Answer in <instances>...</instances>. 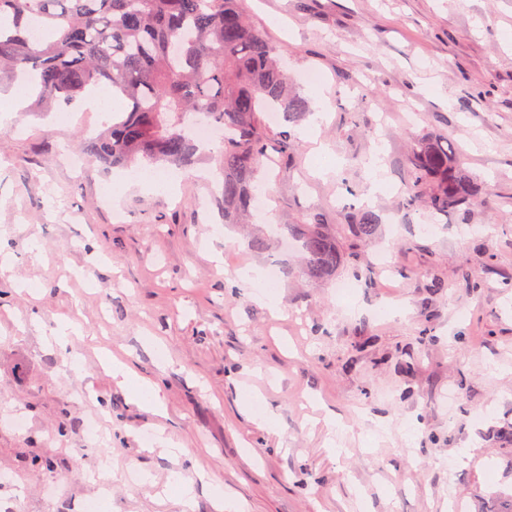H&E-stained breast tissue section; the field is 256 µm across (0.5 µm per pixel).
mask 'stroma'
Returning a JSON list of instances; mask_svg holds the SVG:
<instances>
[{"instance_id":"stroma-1","label":"stroma","mask_w":512,"mask_h":512,"mask_svg":"<svg viewBox=\"0 0 512 512\" xmlns=\"http://www.w3.org/2000/svg\"><path fill=\"white\" fill-rule=\"evenodd\" d=\"M242 7L285 49L313 111L295 129L296 164L267 181L275 215L225 223L211 164L166 195L90 156L73 171L67 157L106 113L15 110L0 88V504L71 512L102 496L106 512H216L220 496L239 512H448L456 498L498 512L493 487L512 486V440L499 435L512 424V0ZM311 72L322 82L306 84ZM423 136L454 143L487 183L468 220L404 208L407 150ZM321 144L334 165L319 176ZM374 157L387 186L370 200ZM363 205L382 223L362 277H302L278 220L320 211L348 250L344 215ZM254 236L264 252L249 250ZM271 265L275 314L233 281ZM351 279L349 307L336 285ZM66 316L82 327L74 370L52 339ZM111 355L161 381L164 415L109 375ZM256 392L274 428L245 413ZM332 434L342 455L326 446ZM178 476L195 483L192 505Z\"/></svg>"}]
</instances>
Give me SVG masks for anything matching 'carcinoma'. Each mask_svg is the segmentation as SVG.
Wrapping results in <instances>:
<instances>
[{"label":"carcinoma","instance_id":"cac0c4a2","mask_svg":"<svg viewBox=\"0 0 512 512\" xmlns=\"http://www.w3.org/2000/svg\"><path fill=\"white\" fill-rule=\"evenodd\" d=\"M35 23L46 34L37 42ZM280 55L248 20L241 0H0V83L24 76L36 109L69 106L100 85L120 97L121 111L86 146L102 163L184 169L203 156L191 131L196 115L223 126L211 160L224 182L226 224L249 213L262 171L286 170L299 153L290 129L267 150L266 115L277 112L297 125L311 113ZM406 167L409 208L463 216L483 194L439 138L414 140ZM345 221L357 240L347 254L320 212L284 225L298 243L300 272L308 280H329L347 265L361 274L362 248L381 219L353 208Z\"/></svg>","mask_w":512,"mask_h":512}]
</instances>
